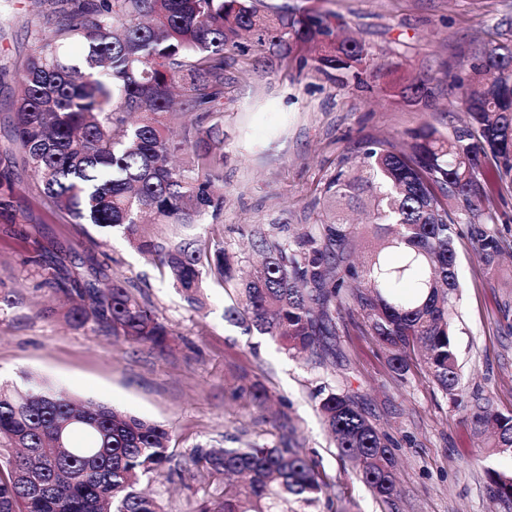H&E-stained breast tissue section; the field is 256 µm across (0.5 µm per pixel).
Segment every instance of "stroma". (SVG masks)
Wrapping results in <instances>:
<instances>
[{
	"label": "stroma",
	"instance_id": "35a3bbf8",
	"mask_svg": "<svg viewBox=\"0 0 512 512\" xmlns=\"http://www.w3.org/2000/svg\"><path fill=\"white\" fill-rule=\"evenodd\" d=\"M332 12L348 34L376 57L399 63L410 76L462 75L476 42L512 36V0H287ZM47 19L34 0H0V145L17 107V71ZM462 112L439 95L417 112L376 92L341 85L312 69L268 63L266 55L232 52L224 66V210L218 218L186 227L155 224L163 246L191 236L221 243L243 270L258 257L250 232L280 227L281 238L317 222L324 210L323 183L338 162L358 154L361 143L396 138L428 124L444 134L461 126ZM18 223L0 220V381L32 374L67 393L107 403L167 425L175 453L195 445L227 448L249 442L279 443L288 421L299 447L325 483L317 512H505L486 492V469H512V459L486 458L466 466L478 439L461 410L417 370L407 381L389 371L386 354L369 336L361 316L336 338L326 367L289 356L269 336L229 322L231 299L208 285L202 308L188 307L150 256L120 232L104 237L89 224L52 214L34 187L17 194ZM96 239L94 253L112 277L152 304L171 334L164 351L113 338L93 328L75 329L64 302L42 285L33 261L52 251ZM461 301L455 342L466 393L490 395L512 413V259L495 275L484 272L466 236L457 240ZM260 383L272 409H257L246 390ZM330 384L359 397L374 422L399 446L397 489L391 503L376 498L354 476L325 430L315 394ZM218 477L203 467L152 483L165 512H199Z\"/></svg>",
	"mask_w": 512,
	"mask_h": 512
}]
</instances>
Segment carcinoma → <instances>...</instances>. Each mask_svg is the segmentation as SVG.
I'll use <instances>...</instances> for the list:
<instances>
[{
	"label": "carcinoma",
	"mask_w": 512,
	"mask_h": 512,
	"mask_svg": "<svg viewBox=\"0 0 512 512\" xmlns=\"http://www.w3.org/2000/svg\"><path fill=\"white\" fill-rule=\"evenodd\" d=\"M55 23L34 34L35 48L18 73L21 100L0 150V214L17 217V187L26 175L40 197L71 224L121 232L138 251L156 256L191 307L203 305L207 279L231 293L224 317L247 324L289 353H305L320 368L334 355L336 318L361 315L385 350L390 371L405 381L420 365L457 408L484 450L512 454V413L490 399L465 398L455 318L460 301L462 224L487 273L508 252L500 234L490 179L512 186V39L479 44L464 77L445 82L424 74L407 84L399 64L376 61L364 43L342 35L336 15L267 0H45ZM83 51L64 54L66 43ZM315 44L317 54L300 51ZM281 65L305 67L343 84L370 76L378 92L426 112L445 91L468 114L450 135L424 124L398 149L370 141L354 165L340 162L323 187L327 209L312 228L280 241L253 230L262 263L238 275L221 247L186 237L169 247L147 237L138 221L150 212L166 224H197L224 209V63L249 47ZM200 112L187 122L185 113ZM190 150L188 165L171 160ZM371 202L369 226L380 248L351 261L359 227L343 209ZM385 249L406 255L394 265ZM67 250L34 260L43 283L72 302L74 328L88 324L116 338L164 347L170 330L104 268L71 276ZM318 411L340 455L389 502L396 494V454L389 436L358 397L320 388ZM159 423L76 399L29 377L0 383V512H163L141 489L169 472L203 464L222 477L201 512H278L294 500L314 509L323 492L315 464L300 449L248 443L243 448L196 446L181 458ZM488 495L512 512V471L485 470Z\"/></svg>",
	"instance_id": "obj_1"
}]
</instances>
